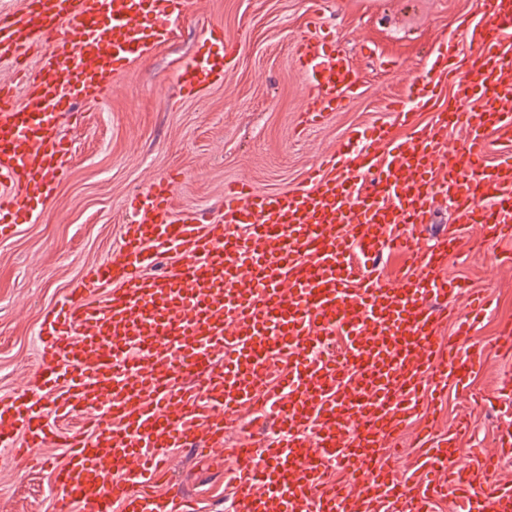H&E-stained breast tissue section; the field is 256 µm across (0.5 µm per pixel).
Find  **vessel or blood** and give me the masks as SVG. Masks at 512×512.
Returning a JSON list of instances; mask_svg holds the SVG:
<instances>
[{
  "instance_id": "1",
  "label": "vessel or blood",
  "mask_w": 512,
  "mask_h": 512,
  "mask_svg": "<svg viewBox=\"0 0 512 512\" xmlns=\"http://www.w3.org/2000/svg\"><path fill=\"white\" fill-rule=\"evenodd\" d=\"M489 19L462 30L478 69L458 74L443 42L402 120L434 121L399 140L387 124L350 132L310 172L305 188L265 192L236 182L219 219L176 209L173 184L137 193L132 218L106 261L45 314L38 330L37 391L0 398V447L33 467L41 448L67 451L53 472L65 512H192L181 490L143 487L166 474L168 450L223 447L230 427L271 424L233 449V512H431L452 496L461 512H512V379L501 390L509 421L496 450L464 449L458 434L417 435L421 485L398 474L395 439L448 385L466 386L486 356L467 344L490 298L448 278L459 237L421 243L438 194L489 248L512 237V0H487ZM188 0H39L0 14V59L32 44L43 54L23 96L0 88V238L38 218L73 156L60 113L98 104L113 80L171 41ZM307 119L322 123L356 96L352 61L322 28L302 39ZM224 32L210 29L178 75L190 98L221 83ZM457 86L438 108L440 78ZM461 132L458 146L448 134ZM408 258L396 282L378 273ZM161 274L152 268L160 258ZM466 294L467 310L453 302ZM455 330L443 334L445 320ZM342 336L341 353L330 352ZM81 417L65 432L56 420ZM340 468L346 481L328 474Z\"/></svg>"
}]
</instances>
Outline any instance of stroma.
<instances>
[{
    "instance_id": "stroma-1",
    "label": "stroma",
    "mask_w": 512,
    "mask_h": 512,
    "mask_svg": "<svg viewBox=\"0 0 512 512\" xmlns=\"http://www.w3.org/2000/svg\"><path fill=\"white\" fill-rule=\"evenodd\" d=\"M487 17L482 0H190L171 42L134 62L80 120L63 117L61 133L74 160L69 177L37 222L0 241V397L33 389L36 333L46 310L111 256L134 193L173 175L176 208L213 215L228 183L263 191L303 187L308 172L351 130L387 122L396 137H408L432 115L417 112L401 123L388 110L390 100L407 95L443 40L459 42L460 70L471 71L461 25ZM316 19L351 58L361 89L343 111L312 125L295 50ZM212 27L224 30V80L200 97H184L177 74ZM434 223L459 227L460 253L449 257L448 275L495 298L471 337L490 343L501 323L512 321V269L472 250L478 230L458 224L448 199L439 200ZM508 375L512 358L488 351L468 396L448 389L437 429L465 420L470 431L462 447H494L505 416L487 401ZM42 453L45 466L31 470L0 449V512H58L51 474L65 455L56 447ZM167 467L169 484L195 495L199 512H216L230 493L231 462L215 471L203 457L179 450ZM169 484L155 486V493H166Z\"/></svg>"
}]
</instances>
